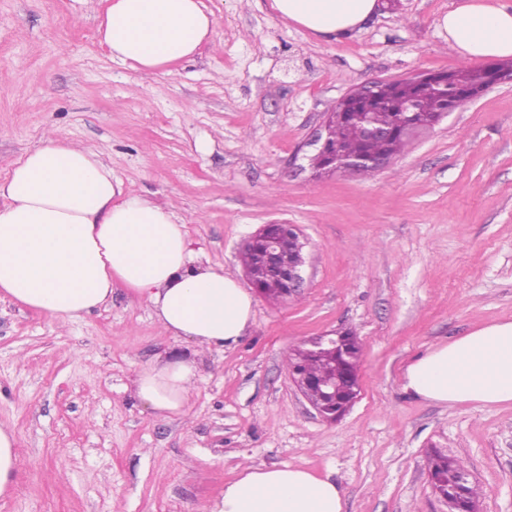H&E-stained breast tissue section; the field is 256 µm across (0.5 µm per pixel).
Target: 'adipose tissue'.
<instances>
[{
  "label": "adipose tissue",
  "instance_id": "obj_1",
  "mask_svg": "<svg viewBox=\"0 0 512 512\" xmlns=\"http://www.w3.org/2000/svg\"><path fill=\"white\" fill-rule=\"evenodd\" d=\"M311 34L355 30L376 0H271ZM216 24L203 0H110L100 26L112 58L156 73L199 53ZM461 58L512 56V9L469 0L443 19ZM148 304L170 336L232 349L253 319V297L223 267H201L174 211L124 191L99 155L45 134L0 179V295L67 325L114 289ZM402 387L441 404H512V322L439 344L409 362ZM196 354L140 364L138 400L167 416L187 410L200 382ZM208 512H343L336 483L297 467H255L225 483Z\"/></svg>",
  "mask_w": 512,
  "mask_h": 512
}]
</instances>
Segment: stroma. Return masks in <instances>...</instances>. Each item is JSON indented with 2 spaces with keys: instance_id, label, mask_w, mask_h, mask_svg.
<instances>
[{
  "instance_id": "1",
  "label": "stroma",
  "mask_w": 512,
  "mask_h": 512,
  "mask_svg": "<svg viewBox=\"0 0 512 512\" xmlns=\"http://www.w3.org/2000/svg\"><path fill=\"white\" fill-rule=\"evenodd\" d=\"M71 0H0V178L54 131L97 152L124 189L173 204L202 266L239 281L266 224L307 242L300 299L254 297L238 347L202 350L187 411L134 395L141 363L183 351L147 304L115 290L63 326L0 297V422L17 437L0 512H204L247 467L331 476L344 512H448L426 458L464 460L479 512H512V404L443 405L401 372L438 344L512 321V83L450 112L374 176L314 180L325 115L367 81L452 71L442 19L465 0H396L326 40L270 0H203L214 44L166 72L111 58ZM350 328L360 392L323 421L290 379L303 342Z\"/></svg>"
}]
</instances>
